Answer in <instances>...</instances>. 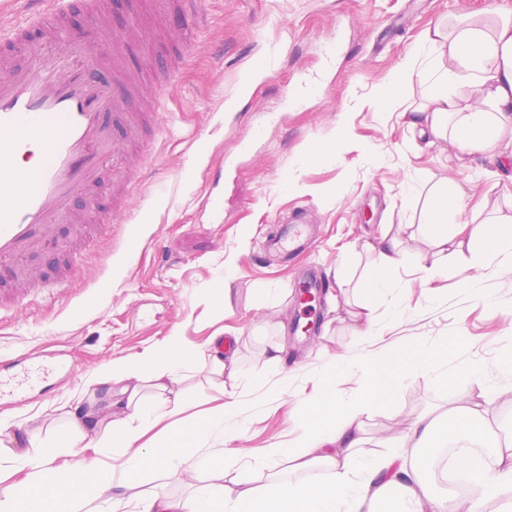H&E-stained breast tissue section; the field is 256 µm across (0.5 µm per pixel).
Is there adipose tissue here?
Instances as JSON below:
<instances>
[{"mask_svg": "<svg viewBox=\"0 0 512 512\" xmlns=\"http://www.w3.org/2000/svg\"><path fill=\"white\" fill-rule=\"evenodd\" d=\"M442 39L448 42L444 64L429 59L431 46ZM414 81L430 87L426 103L407 116L420 139L447 143L466 155L497 153L512 130V19L491 28L467 23L448 35L434 29L382 85V100ZM420 231L430 248L427 273L457 258L465 270L459 281L463 288L469 287L472 271L488 277L512 274V214L480 218L469 211L468 197L455 183L440 181L430 188ZM367 249L372 265L359 281L362 297L349 313L362 336L375 324L376 299L395 289L389 273L407 260L387 224ZM198 356L196 346L173 336L148 355L112 363L96 375V383L109 388V403L62 414L71 440L85 441L87 448L109 457V464L92 470L52 467L55 448L36 431L28 432L27 440L37 455H30V448L17 450L9 423L0 421V512H21L25 506L30 512H83L92 500L95 512H112L111 490L135 484L141 487L138 512H484L490 499L512 500V433L496 447L493 469H483L479 458L464 459L473 487L464 500L433 496L422 482L435 448L485 439L484 412L467 400L448 409L447 426L429 413L411 422L406 437L411 460L358 463L361 417L388 393L372 383L379 366L369 362L359 367L366 378L363 388L348 400L337 399L336 375L350 368L342 356L318 376L323 386L319 419L300 424L294 448L271 450L268 483L227 485L232 463L199 455L198 446L233 429L239 405L232 398L204 416H185L180 385ZM114 399L124 402L126 417L113 419ZM283 461L290 472L286 479L276 472ZM322 467L328 479L315 478ZM171 470L206 473L210 493L202 500L167 495L155 482Z\"/></svg>", "mask_w": 512, "mask_h": 512, "instance_id": "ef3b65f1", "label": "adipose tissue"}]
</instances>
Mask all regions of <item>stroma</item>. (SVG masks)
I'll return each mask as SVG.
<instances>
[{
    "mask_svg": "<svg viewBox=\"0 0 512 512\" xmlns=\"http://www.w3.org/2000/svg\"><path fill=\"white\" fill-rule=\"evenodd\" d=\"M131 2L97 41L123 48L136 12L150 20L146 42L165 43L156 0ZM490 8L512 12V0H202L199 43L172 58L153 130L132 161L141 186L105 185L97 240L67 285L29 289L0 313L1 375L20 371L25 352L57 367L40 387L0 398V417L57 436L59 408L101 398L94 378L112 362L174 334L196 346L231 338L241 375L265 383L236 388L241 428L210 453L243 458L236 474L250 480L271 449L294 444L333 355L393 363L419 341L448 346L447 380L394 368L378 376L389 399L361 418L369 458L398 454L420 413L463 392L481 404L507 384L498 367L512 356V276L463 289L459 259L430 277L411 260L390 274L398 291L379 301L373 338L340 321L381 225H396L402 248L427 253L410 228L437 181L461 186L482 213H512V163L420 144L401 113L425 103V88L404 86L386 103L377 95L426 32L487 21ZM318 145L325 151L312 157ZM299 210L318 226L302 259L255 261L276 219ZM312 267L331 279L344 272L347 284L308 311L292 292ZM299 317L314 319L315 334H292ZM274 347L293 359L287 371L268 364ZM469 364L482 374L458 378ZM182 389L194 412L223 400L221 379L199 368Z\"/></svg>",
    "mask_w": 512,
    "mask_h": 512,
    "instance_id": "1",
    "label": "stroma"
}]
</instances>
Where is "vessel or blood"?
<instances>
[{"label":"vessel or blood","mask_w":512,"mask_h":512,"mask_svg":"<svg viewBox=\"0 0 512 512\" xmlns=\"http://www.w3.org/2000/svg\"><path fill=\"white\" fill-rule=\"evenodd\" d=\"M77 6L104 27L108 0H23V18L0 30V279L9 285L0 304L34 280L28 257L62 248L61 224L93 242L70 205L95 200L107 158L137 146L150 124L135 89L150 84L151 73L76 35L68 14ZM60 40L67 55L52 49ZM307 237L296 218L268 244L297 250Z\"/></svg>","instance_id":"b4317fda"}]
</instances>
